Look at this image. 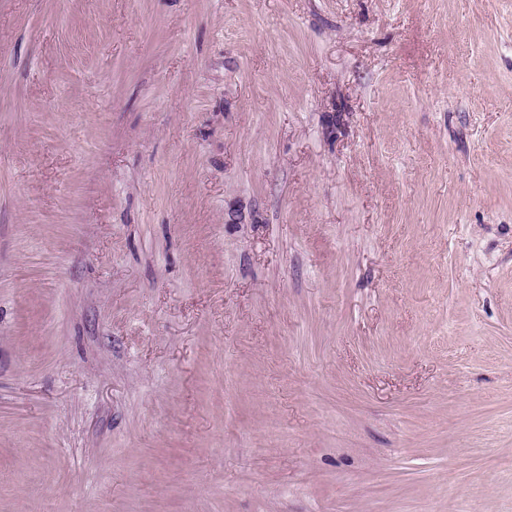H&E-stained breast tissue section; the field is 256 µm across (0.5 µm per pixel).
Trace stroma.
Segmentation results:
<instances>
[{
	"instance_id": "obj_1",
	"label": "stroma",
	"mask_w": 512,
	"mask_h": 512,
	"mask_svg": "<svg viewBox=\"0 0 512 512\" xmlns=\"http://www.w3.org/2000/svg\"><path fill=\"white\" fill-rule=\"evenodd\" d=\"M0 512H512V0H0Z\"/></svg>"
}]
</instances>
